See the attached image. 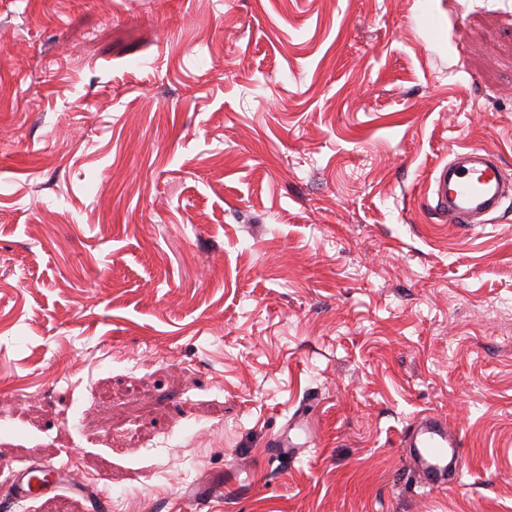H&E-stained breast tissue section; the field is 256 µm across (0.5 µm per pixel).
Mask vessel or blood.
I'll list each match as a JSON object with an SVG mask.
<instances>
[{
	"mask_svg": "<svg viewBox=\"0 0 512 512\" xmlns=\"http://www.w3.org/2000/svg\"><path fill=\"white\" fill-rule=\"evenodd\" d=\"M512 190L497 158L488 150L472 146L454 152L452 160L435 179L436 206L452 224H472L490 214ZM313 429L308 417L273 436L268 446L273 455L298 457L306 450ZM410 470L422 488L446 486L463 468L464 441L447 422L431 415L421 416L402 435L400 442ZM83 485L74 470H60L52 464H36L14 473L6 494L22 503L61 489L77 491Z\"/></svg>",
	"mask_w": 512,
	"mask_h": 512,
	"instance_id": "b4317fda",
	"label": "vessel or blood"
}]
</instances>
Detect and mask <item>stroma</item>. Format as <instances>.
Wrapping results in <instances>:
<instances>
[{
	"instance_id": "1",
	"label": "stroma",
	"mask_w": 512,
	"mask_h": 512,
	"mask_svg": "<svg viewBox=\"0 0 512 512\" xmlns=\"http://www.w3.org/2000/svg\"><path fill=\"white\" fill-rule=\"evenodd\" d=\"M471 145L512 178V0H0V488L88 483L0 512H512V196L433 195ZM312 429L313 423L307 415H304L296 420L291 427L288 426L283 432L273 436L268 441V447L275 456L288 455L291 458H296L308 449L306 447ZM399 446L424 489L452 485L448 481L462 472L463 438L437 417L421 416L403 433ZM39 474L50 478L39 481ZM83 485V480L73 469L60 470L50 463H42L15 472L6 494L14 502L22 503L36 496L53 494L61 489L80 491Z\"/></svg>"
}]
</instances>
